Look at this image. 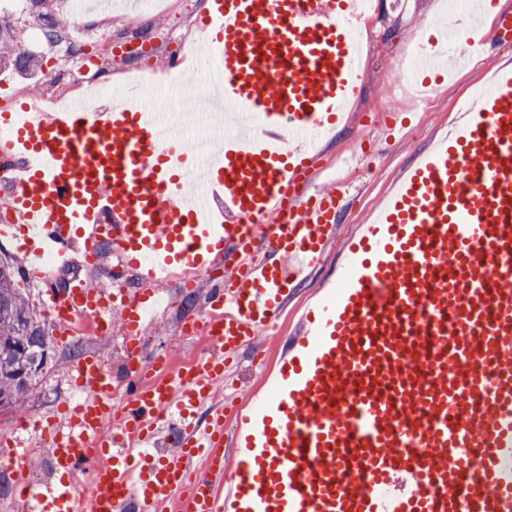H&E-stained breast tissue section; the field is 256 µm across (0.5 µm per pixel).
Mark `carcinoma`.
Instances as JSON below:
<instances>
[{
  "label": "carcinoma",
  "instance_id": "obj_1",
  "mask_svg": "<svg viewBox=\"0 0 512 512\" xmlns=\"http://www.w3.org/2000/svg\"><path fill=\"white\" fill-rule=\"evenodd\" d=\"M46 21L45 39L58 44L69 39L72 28L40 12L47 0H30ZM38 60L20 52L0 51V67L35 68ZM23 273L8 261H0V408L22 409L33 390L36 378L48 361L47 336L26 301L17 279ZM29 367L26 379H18L19 372Z\"/></svg>",
  "mask_w": 512,
  "mask_h": 512
}]
</instances>
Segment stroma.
Wrapping results in <instances>:
<instances>
[{
  "label": "stroma",
  "mask_w": 512,
  "mask_h": 512,
  "mask_svg": "<svg viewBox=\"0 0 512 512\" xmlns=\"http://www.w3.org/2000/svg\"><path fill=\"white\" fill-rule=\"evenodd\" d=\"M203 2L194 0V8L187 11L182 7V0H167L166 10L155 11L148 17L142 9L129 7L128 0H112V8L105 14L109 20L104 26L99 23L103 14L97 11L86 14L90 27L79 34L77 45L79 54L94 57L86 78L94 83L111 82L115 95L124 93L126 76L122 64L114 61L112 48L133 38L128 21L134 16L139 18L142 27L157 33L177 27L187 40L196 43L198 52L210 51V37L202 27ZM444 2L400 0L393 7L385 0L379 11L358 14L351 19L364 59L362 88L346 108L340 125L323 141L318 154L319 166L345 185L346 195L340 204L343 239L356 234L362 224L368 223L370 213L379 210L419 153L448 138L462 108L475 101L476 89L485 84L481 66L452 50L448 60L453 75L436 86L424 107L413 108L398 90L395 79L398 58L420 32L426 31L443 15ZM1 22L23 30V48L39 56L41 66L33 71L0 70V113L17 110L32 101V85L46 83L48 73L57 68L56 48L48 44L42 34L43 18L31 12L23 0H0ZM346 267L342 244L330 247L322 263L311 271L302 288L297 289L277 324L261 333L252 347L241 351L232 370L234 383L225 390V398L247 404L265 400L269 377L265 358H281L288 340L304 329L300 309L310 308L335 288ZM211 285L207 273H198L197 286L190 291L191 307L179 305L152 315L145 328V356L165 354L175 363L203 357L199 339L181 335L180 327L185 318L199 316L206 310ZM21 288L48 338L51 359L35 384L25 411L0 409V433L10 432L14 424L25 417L50 419L59 405L73 396L67 372L83 355L98 354L113 377L126 376L121 327H114L108 336H89L68 343L60 341L55 320L39 291L38 278L27 273Z\"/></svg>",
  "instance_id": "1"
}]
</instances>
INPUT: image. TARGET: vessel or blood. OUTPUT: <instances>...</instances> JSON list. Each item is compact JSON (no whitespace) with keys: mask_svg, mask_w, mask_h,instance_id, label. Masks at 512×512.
<instances>
[{"mask_svg":"<svg viewBox=\"0 0 512 512\" xmlns=\"http://www.w3.org/2000/svg\"><path fill=\"white\" fill-rule=\"evenodd\" d=\"M214 3L225 100L300 148L228 139L213 163L160 147V118L131 106L134 89L103 112L70 98L0 140V165L17 172L0 235L33 265L119 253L141 281L122 310L129 353L171 270L217 257L227 272L181 327L209 336L204 361L157 359L120 406L100 357L72 368L81 400L41 429L56 482L33 489L23 439L0 440L16 500L24 512H160L169 494L176 512H512V71L348 242V274L290 340L274 396L238 417L228 460L215 402L228 362L338 238L339 193L307 194L303 141L344 112L359 71L351 0ZM437 30L463 47L477 33ZM42 283L61 329L111 332V283ZM84 470L81 490L68 477Z\"/></svg>","mask_w":512,"mask_h":512,"instance_id":"1","label":"vessel or blood"}]
</instances>
